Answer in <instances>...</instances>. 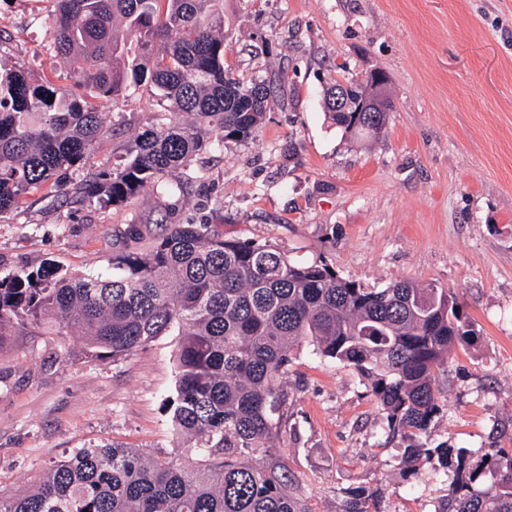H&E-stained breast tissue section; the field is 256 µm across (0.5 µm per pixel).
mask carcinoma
Returning a JSON list of instances; mask_svg holds the SVG:
<instances>
[{
	"label": "carcinoma",
	"instance_id": "1",
	"mask_svg": "<svg viewBox=\"0 0 512 512\" xmlns=\"http://www.w3.org/2000/svg\"><path fill=\"white\" fill-rule=\"evenodd\" d=\"M53 50L75 60L74 84L0 67V219L23 196L67 188L108 133L103 109L142 89L165 112L135 138L127 162L74 187L117 206L186 173L209 147L256 136L270 86L234 76L224 43V0H51ZM323 109L350 138L379 136L385 112ZM54 100H49V97ZM129 224L111 270L74 274L57 261L0 263V343L14 330L68 336L84 355L116 362L170 333L180 336L169 399L176 434L196 463L113 444L77 448L30 488L0 496V512H316L297 493L276 442L286 398L279 386L303 340L356 370L404 443L400 465L452 469L437 512H512V448L476 460L466 448L419 441L439 412L434 371L455 346L479 338L457 297L411 280L370 288L320 257L298 263L270 243L229 239L212 224ZM343 512H382L374 495L346 490Z\"/></svg>",
	"mask_w": 512,
	"mask_h": 512
}]
</instances>
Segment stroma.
<instances>
[{"label": "stroma", "instance_id": "obj_1", "mask_svg": "<svg viewBox=\"0 0 512 512\" xmlns=\"http://www.w3.org/2000/svg\"><path fill=\"white\" fill-rule=\"evenodd\" d=\"M48 0H0V62L74 90L56 56ZM224 41L239 75L272 81L255 139L210 150L174 190L116 206L44 186L0 219L7 265L57 260L100 271L131 223L208 222L270 241L298 262L324 258L378 288L396 280L454 293L480 332L435 373L441 410L429 446L482 455L512 448V0H224ZM384 71L393 110L379 138L345 139L321 90L343 72ZM157 113L145 93L106 108L109 132L73 182L123 165ZM176 334L119 362L79 354L71 338L23 330L0 347V494L12 495L75 449L117 443L184 462L166 401ZM281 459L316 512H340L348 488L383 512H433L452 479L404 473L378 401L354 368L302 343L284 385Z\"/></svg>", "mask_w": 512, "mask_h": 512}]
</instances>
